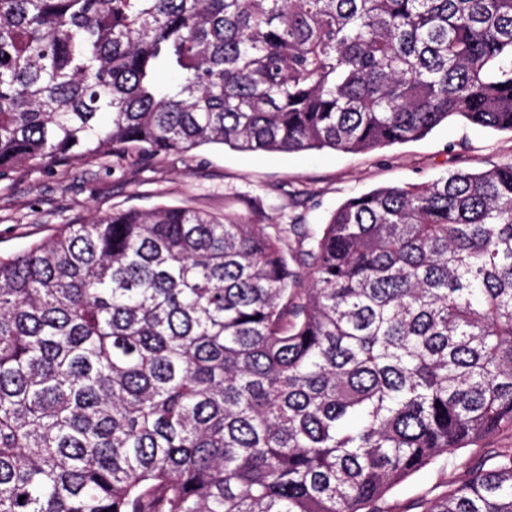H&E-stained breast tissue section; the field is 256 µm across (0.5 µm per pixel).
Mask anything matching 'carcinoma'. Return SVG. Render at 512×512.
<instances>
[{
    "mask_svg": "<svg viewBox=\"0 0 512 512\" xmlns=\"http://www.w3.org/2000/svg\"><path fill=\"white\" fill-rule=\"evenodd\" d=\"M512 132V0H0V178ZM512 429V161L293 256L161 204L0 259V512H390ZM421 512H512V448ZM512 446V429H503L487 436L477 446L456 452L447 468L430 465L395 486L387 497L392 512H419L416 503L434 499L448 490V485L463 481L471 469L480 464L494 448Z\"/></svg>",
    "mask_w": 512,
    "mask_h": 512,
    "instance_id": "cac0c4a2",
    "label": "carcinoma"
}]
</instances>
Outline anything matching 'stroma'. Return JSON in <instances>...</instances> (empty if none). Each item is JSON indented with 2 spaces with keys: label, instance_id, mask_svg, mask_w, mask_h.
<instances>
[{
  "label": "stroma",
  "instance_id": "stroma-1",
  "mask_svg": "<svg viewBox=\"0 0 512 512\" xmlns=\"http://www.w3.org/2000/svg\"><path fill=\"white\" fill-rule=\"evenodd\" d=\"M510 160L512 132L448 123L422 139L358 153H239L210 145L136 165L110 156L46 167L21 165L0 179V254L20 251L64 224L162 203L218 214L230 209L271 233L298 219L304 234L313 238L331 212L352 196ZM504 446H512V429L457 451L448 467L423 468L390 491L391 512H419V501L442 495Z\"/></svg>",
  "mask_w": 512,
  "mask_h": 512
}]
</instances>
